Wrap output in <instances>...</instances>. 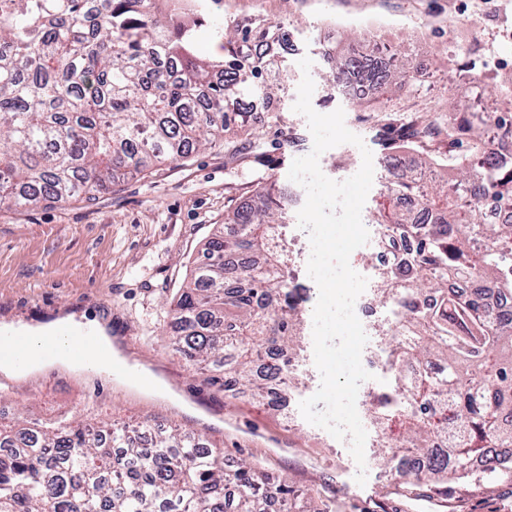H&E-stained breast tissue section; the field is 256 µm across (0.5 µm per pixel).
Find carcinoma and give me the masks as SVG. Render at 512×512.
I'll return each instance as SVG.
<instances>
[{"label": "carcinoma", "instance_id": "cac0c4a2", "mask_svg": "<svg viewBox=\"0 0 512 512\" xmlns=\"http://www.w3.org/2000/svg\"><path fill=\"white\" fill-rule=\"evenodd\" d=\"M268 20L215 28L222 49L215 60L194 55L197 29L176 26L153 12L150 0H0V206H33L93 198L143 170L150 161L177 160L225 141L231 123L245 125L257 102L282 86L281 64L258 52ZM332 77H347L361 62L330 54ZM406 64L377 83L378 93L410 98ZM396 165L407 157L419 169L389 183L388 203L375 223L390 237L417 242L380 270L379 296L400 305L410 341L394 361L417 368L399 388L411 408H397L411 445L383 451L382 462L408 495L448 496V481L470 477L471 462L489 448L512 446L500 428L512 412V316L491 319L479 292L457 285L495 283L512 298V223L486 224L483 200L459 206L458 187L485 185L496 203L512 207V174L485 157V128L471 112L443 128L420 115L381 110ZM445 134L448 146L466 141L456 176L422 140ZM287 215L284 197L261 186L250 202L224 218L230 230L210 238L191 280L175 295L170 337L174 354L197 367L226 398L249 394L269 406L282 398L300 332L292 303L287 250L268 246L270 228ZM448 440L455 468L441 463L403 469L400 459L428 455ZM0 430V512H269L296 491L256 461L229 464L191 430L161 428L156 451H141L134 435L73 422L61 429L28 420ZM122 448L132 476L119 482L112 449Z\"/></svg>", "mask_w": 512, "mask_h": 512}]
</instances>
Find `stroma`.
Here are the masks:
<instances>
[{"label": "stroma", "instance_id": "stroma-1", "mask_svg": "<svg viewBox=\"0 0 512 512\" xmlns=\"http://www.w3.org/2000/svg\"><path fill=\"white\" fill-rule=\"evenodd\" d=\"M262 13L292 33V48L277 53L288 90L274 96L275 111L252 113L249 132L231 137L228 146H264L265 165L233 163L227 146L207 147L184 160L153 163L92 200L0 208V325L36 326L64 316L107 320L109 334L125 339L121 355L159 381L153 389H133L90 369L50 366L0 396V424L22 415L46 424L67 418L134 430L145 423L189 428L227 460L266 461L320 512H512V477L455 484L448 500L400 495L395 475L375 460L380 430L366 408L358 410L367 432L361 467L348 443L307 422L299 403L321 382L312 336H305L296 359L298 389L280 411L203 387L167 348L172 299L225 213L248 202L258 186L284 193L297 188L290 166L313 147L306 118L293 110L301 58L312 61L313 109H343L346 127L364 141L325 151L322 172L345 180L360 169L362 148L372 153L373 183L362 209L369 241L351 254L371 282L379 241L373 214L392 177L386 135L372 103L358 107L340 93L325 44L346 49L351 36L372 31L408 53L412 69L434 79V88L415 99L423 112L441 101L471 107L474 89L460 80L461 71L483 75L488 99L512 81V0H262ZM361 469L367 474L362 486L355 481Z\"/></svg>", "mask_w": 512, "mask_h": 512}]
</instances>
